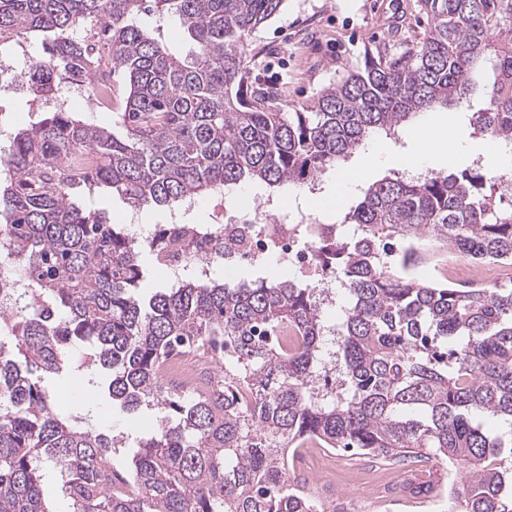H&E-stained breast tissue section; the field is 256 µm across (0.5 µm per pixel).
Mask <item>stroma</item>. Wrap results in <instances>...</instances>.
Instances as JSON below:
<instances>
[{
  "mask_svg": "<svg viewBox=\"0 0 512 512\" xmlns=\"http://www.w3.org/2000/svg\"><path fill=\"white\" fill-rule=\"evenodd\" d=\"M416 4L417 0H286L283 12L250 40L254 55L252 84L271 91L283 111L309 108L324 88L350 71L363 69L378 50L399 54L419 43L426 33L427 19L418 14ZM470 101L471 108L467 111L453 107L435 110L436 115L447 119L448 137L457 144L456 152L447 161L435 165V172H459L470 168L477 159L483 160L490 170L512 172V158L504 154L499 160L489 159L487 139L475 134L469 124V111L485 105L483 85L474 86ZM59 110L92 116L97 124L112 128L116 135L125 133L118 126L115 113L92 112L76 86L61 88L51 100H33L22 88L0 97V112L13 129L31 126L46 113ZM426 134L418 122L406 128L399 140L371 138V145L384 148L391 160L370 172L366 183L400 172L394 157L424 151ZM338 175L335 169L325 172L313 192L287 191L289 208L311 209L335 217ZM106 386L100 372L86 369L52 383L60 411L91 415L100 429L120 438L132 439L150 431L164 417V410L158 408L131 414L123 412L113 404ZM327 458L336 464L334 481L318 482L315 475L323 460L302 453L295 456L288 474L326 507L344 512L352 499L364 491L363 486L349 483V475H371L382 463L336 450L329 451ZM389 471L393 479L377 485V501L372 512H430L423 506L421 497L412 494V487L436 488L448 482L447 463L436 459L420 466L393 465Z\"/></svg>",
  "mask_w": 512,
  "mask_h": 512,
  "instance_id": "1",
  "label": "stroma"
}]
</instances>
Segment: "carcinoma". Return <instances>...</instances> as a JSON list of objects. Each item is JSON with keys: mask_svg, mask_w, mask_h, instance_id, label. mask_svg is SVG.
Here are the masks:
<instances>
[{"mask_svg": "<svg viewBox=\"0 0 512 512\" xmlns=\"http://www.w3.org/2000/svg\"><path fill=\"white\" fill-rule=\"evenodd\" d=\"M284 2L0 0V48L42 38L25 73L33 98L78 77L92 94L116 70L128 90L125 137L60 110L12 133L0 158L4 276L24 271L32 295L22 316L0 313V512H53L41 491L49 470L65 478L70 512H311L288 478L289 451L310 440L409 464L440 458L467 474L432 495L455 512H512V286L410 272L428 241L512 264L506 176L386 175L336 221L359 230L321 248L347 294L335 327L344 387L319 393L330 327L314 284L202 283L194 271L144 298L127 229L74 196L107 188L133 210L165 209L221 187L310 184L369 137L462 105L488 62L472 122L512 146V0H418L430 27L415 48L378 51L303 112L246 89L248 41ZM150 11L174 18L194 51L176 56L133 22ZM80 342L122 410L172 413L137 439L122 476L131 494L112 489L117 437L61 414L46 384ZM181 349L228 354L235 371L181 394L162 379Z\"/></svg>", "mask_w": 512, "mask_h": 512, "instance_id": "1", "label": "carcinoma"}]
</instances>
